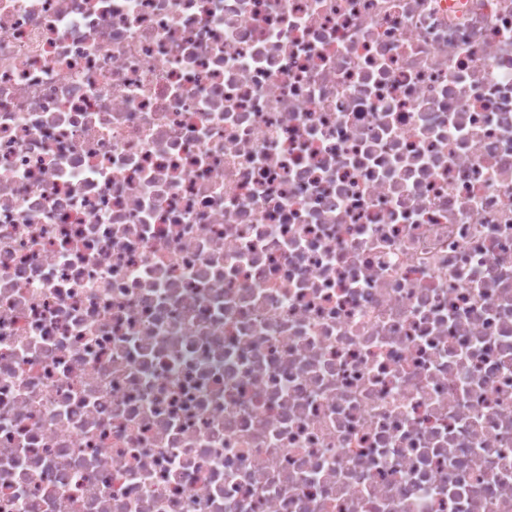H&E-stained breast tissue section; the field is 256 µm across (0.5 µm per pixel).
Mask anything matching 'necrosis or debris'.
<instances>
[{"label": "necrosis or debris", "mask_w": 512, "mask_h": 512, "mask_svg": "<svg viewBox=\"0 0 512 512\" xmlns=\"http://www.w3.org/2000/svg\"><path fill=\"white\" fill-rule=\"evenodd\" d=\"M0 512H512V0H0Z\"/></svg>", "instance_id": "obj_1"}]
</instances>
